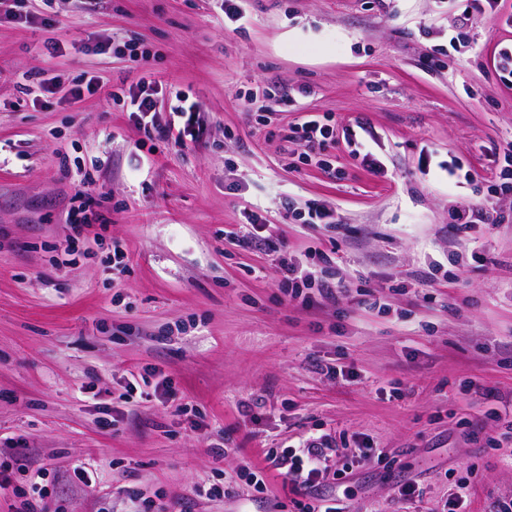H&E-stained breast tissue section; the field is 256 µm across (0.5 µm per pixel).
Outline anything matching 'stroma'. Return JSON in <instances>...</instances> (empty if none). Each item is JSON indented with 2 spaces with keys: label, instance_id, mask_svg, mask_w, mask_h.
Wrapping results in <instances>:
<instances>
[{
  "label": "stroma",
  "instance_id": "stroma-1",
  "mask_svg": "<svg viewBox=\"0 0 512 512\" xmlns=\"http://www.w3.org/2000/svg\"><path fill=\"white\" fill-rule=\"evenodd\" d=\"M240 8L231 21L218 0L0 6V451L49 467L50 512H297L283 476L260 493L240 470L327 434L329 471L354 443L372 449L336 489L350 512H442L461 480L465 512H488L512 496V433L472 391L512 398V193L489 191L512 144V85L494 68L512 27L463 0ZM144 52L157 123L176 91L197 104L185 146L133 151L144 134L127 104L62 95L87 73L134 82ZM26 76L60 89L25 94ZM309 112L363 123L383 173L341 141L303 160L286 137ZM86 176L107 224L60 263ZM460 197L505 217L466 248L448 232ZM312 203L332 223H309ZM249 213L281 251L235 244ZM315 250L341 293L309 306L283 294L279 263ZM155 370L169 399L130 388ZM409 479L425 491L413 504L398 499ZM226 482L232 495L195 494Z\"/></svg>",
  "mask_w": 512,
  "mask_h": 512
}]
</instances>
